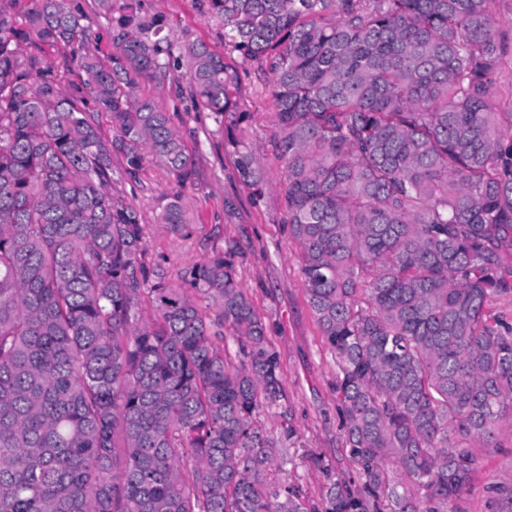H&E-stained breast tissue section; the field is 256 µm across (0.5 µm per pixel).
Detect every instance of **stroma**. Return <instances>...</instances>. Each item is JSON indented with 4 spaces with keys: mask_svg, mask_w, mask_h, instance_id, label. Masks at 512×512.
<instances>
[{
    "mask_svg": "<svg viewBox=\"0 0 512 512\" xmlns=\"http://www.w3.org/2000/svg\"><path fill=\"white\" fill-rule=\"evenodd\" d=\"M143 7L147 16L164 18L173 39L202 40L223 50L224 29L208 15L206 0H143ZM177 82L145 81L137 94L154 99L172 114L200 169L198 185L185 191L191 236L181 237L159 224L173 183L153 164H146L138 180L131 182L121 177L123 156H113L112 168L119 177L112 194L140 210L147 239L144 260L170 282H178L187 267L225 240L243 244L238 277L269 325V341L279 355L281 380L298 431L295 465L274 472L273 478L298 486L308 498L320 499L328 482L327 469L348 466L334 392L339 367L308 303L300 249L284 228L285 166L271 145L274 106L268 81L255 64L242 75L236 90L240 111L250 115L237 135L257 159L265 179V192L258 198L239 179L236 156L223 146L213 118L179 99ZM499 440V447L479 455L462 501L466 512H512V431L503 430Z\"/></svg>",
    "mask_w": 512,
    "mask_h": 512,
    "instance_id": "stroma-1",
    "label": "stroma"
}]
</instances>
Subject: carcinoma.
I'll use <instances>...</instances> for the list:
<instances>
[{
  "label": "carcinoma",
  "instance_id": "cac0c4a2",
  "mask_svg": "<svg viewBox=\"0 0 512 512\" xmlns=\"http://www.w3.org/2000/svg\"><path fill=\"white\" fill-rule=\"evenodd\" d=\"M0 0V512H464L478 450L512 428V111L494 0H207L224 51L184 45L134 0ZM71 48L80 82L47 49ZM243 67L268 65L288 236L336 357L352 471L318 502L267 471L298 441L267 324L226 240L164 280L140 211L110 192L145 163L192 233L193 154L146 80L188 69L219 129L245 114ZM112 122L100 132L98 113ZM243 183L252 154L228 138ZM215 320H210V310ZM229 332L235 364L212 336ZM280 409V431L259 425ZM499 112H510L512 107V54L501 66L497 80V93L494 100Z\"/></svg>",
  "mask_w": 512,
  "mask_h": 512
}]
</instances>
